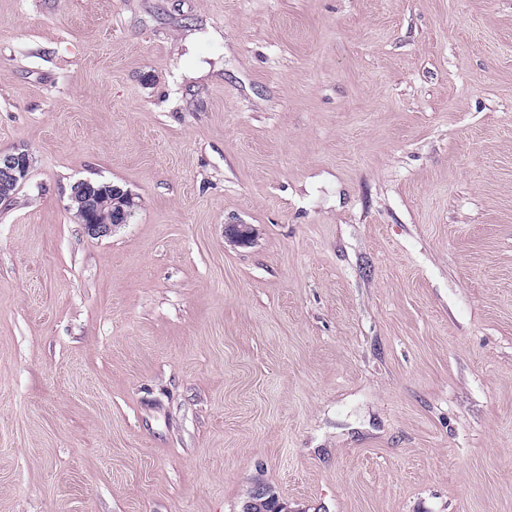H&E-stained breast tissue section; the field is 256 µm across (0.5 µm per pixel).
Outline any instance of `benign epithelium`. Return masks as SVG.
Here are the masks:
<instances>
[{
	"label": "benign epithelium",
	"mask_w": 512,
	"mask_h": 512,
	"mask_svg": "<svg viewBox=\"0 0 512 512\" xmlns=\"http://www.w3.org/2000/svg\"><path fill=\"white\" fill-rule=\"evenodd\" d=\"M32 157L24 149L0 151V202L11 200L18 189L28 180ZM70 203L77 204L75 216L86 234L92 239L108 236L112 231L130 222L139 201L136 194L120 186L96 187L89 180L78 181L71 187ZM225 237L235 244H247L253 240V229L248 224H227ZM276 502L282 512H291L288 504L279 500L270 487L257 485L243 504L242 512H249L253 505Z\"/></svg>",
	"instance_id": "1"
}]
</instances>
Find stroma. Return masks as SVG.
Returning a JSON list of instances; mask_svg holds the SVG:
<instances>
[{"instance_id":"obj_1","label":"stroma","mask_w":512,"mask_h":512,"mask_svg":"<svg viewBox=\"0 0 512 512\" xmlns=\"http://www.w3.org/2000/svg\"><path fill=\"white\" fill-rule=\"evenodd\" d=\"M16 148L0 512H512V0H0ZM92 182L83 180L72 185L69 207L77 203L75 216L78 223L83 225L90 238L98 239L110 235L119 226L129 224L139 201L136 194L128 189ZM276 501V509H281L282 512H291L295 510L288 509V504L280 501L278 495L274 492V490L270 487L264 485H255L253 490L250 492L249 496L245 500L243 504L242 512H251L249 511L250 507L253 505H258L260 503L273 502ZM273 506L269 503H266L262 511L263 512H274Z\"/></svg>"}]
</instances>
